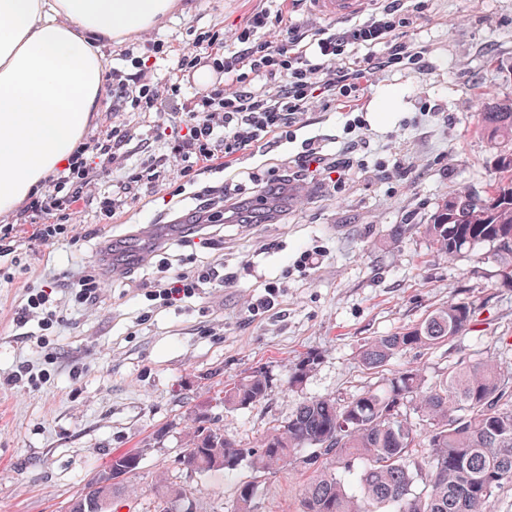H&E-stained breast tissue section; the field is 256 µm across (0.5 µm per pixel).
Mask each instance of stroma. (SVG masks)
<instances>
[{"label": "stroma", "instance_id": "stroma-1", "mask_svg": "<svg viewBox=\"0 0 512 512\" xmlns=\"http://www.w3.org/2000/svg\"><path fill=\"white\" fill-rule=\"evenodd\" d=\"M259 4L188 0L187 15L129 41L144 58L152 41L177 51L194 30L214 28L229 46ZM408 38L424 49V68L380 72L368 83L358 132L368 168L337 192L295 183L267 219L202 230L205 248L146 232L185 216L199 195L223 189L237 172L280 168L311 140L328 148L349 141L346 115L317 102L291 139L253 149L227 170L184 177L166 169L156 192L106 219L100 191L146 155L163 152L158 142L147 153L129 144L96 174L68 223L72 238L31 250V226L16 225L20 261L0 258V512H67L112 454L130 449L142 461L126 482L120 512H152L155 488L166 481L194 489L196 512H224L251 470L244 464L199 475L176 467L191 416L207 413L226 436L256 447L300 402L345 399L379 383L358 360L363 342L411 327L450 302L473 305L469 329L439 348L399 355L388 373L420 367L433 377L473 356L512 368V287L498 280L485 249L450 260L437 256L424 234L449 194L482 192L496 176L497 150L481 130L478 104L512 98V0H427ZM381 102L386 119L378 122ZM408 163L415 167L408 179L380 180L379 168ZM401 224L409 230L395 236ZM132 236L154 246L149 264L101 282L93 305L79 304L70 287L54 289L59 323L52 329L17 324L15 310L29 289L46 285L47 274L76 280L98 268L105 247L123 250ZM307 250L319 253L318 265L300 267ZM207 263L223 264L234 282L170 309L151 301L147 285L161 277L162 265L189 271ZM268 283L278 288L274 305L251 309ZM309 352L319 356L316 367L289 389L291 368ZM259 365L271 379L263 401L234 411L216 403L225 379ZM19 371L32 381L5 384ZM309 476L288 468L260 478L256 512H299Z\"/></svg>", "mask_w": 512, "mask_h": 512}]
</instances>
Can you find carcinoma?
<instances>
[{
    "instance_id": "carcinoma-1",
    "label": "carcinoma",
    "mask_w": 512,
    "mask_h": 512,
    "mask_svg": "<svg viewBox=\"0 0 512 512\" xmlns=\"http://www.w3.org/2000/svg\"><path fill=\"white\" fill-rule=\"evenodd\" d=\"M484 135L497 149L494 179L484 194L460 191L425 225L434 251L454 260L476 247H492L501 283L512 285V99L479 103ZM472 307L450 302L411 328L374 336L360 348L367 370L386 366L408 350H430L463 335ZM306 354L291 369L288 387L303 383L317 365ZM268 371L257 366L224 382L219 403L240 409L265 399ZM311 449L310 459L298 456ZM138 450L112 454L107 468L72 503L85 512L89 499L114 502L124 486L111 481ZM323 460L328 469L303 485L300 512H491L497 494L512 486V370L485 358H462L434 378L409 368L352 397L302 402L254 448H243L216 427L204 432L192 419L176 464L194 474L233 471L248 461L256 474ZM355 485L349 489L335 470ZM255 480L236 490L231 512H252ZM155 512H193L191 492L162 484Z\"/></svg>"
}]
</instances>
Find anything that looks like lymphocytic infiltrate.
<instances>
[{
  "instance_id": "1",
  "label": "lymphocytic infiltrate",
  "mask_w": 512,
  "mask_h": 512,
  "mask_svg": "<svg viewBox=\"0 0 512 512\" xmlns=\"http://www.w3.org/2000/svg\"><path fill=\"white\" fill-rule=\"evenodd\" d=\"M423 10L419 0L414 5L409 0H379L364 20L312 30L261 6L240 26L232 47H225L219 32L198 33L191 46L179 53L167 82H159L153 67L143 63L131 75L112 69L114 109L132 105L167 114V122L151 132L152 138L163 141L166 157L147 159L114 184L99 201L101 212L110 215L142 188L155 185L165 163H175L185 177L213 161L216 153H223L229 167L247 151L288 137L315 99L346 112L357 111L364 85L375 73L422 69L423 53L405 40L403 30L422 18ZM274 25L283 32L277 46L262 39ZM205 67L214 81L204 89L187 91L184 78ZM132 139L130 129L115 124L94 139L92 147L75 150L57 173L53 193L31 196L19 211L20 222L33 225V239L47 244L64 234L68 211L83 201L92 184L93 166L107 168ZM356 150V143L350 142L339 153L327 154L310 143L280 170L264 178L253 173L249 179L277 196L294 182L317 177L336 190L345 175L361 167ZM233 281V274L206 265L161 277L155 297L162 306L171 307L201 288Z\"/></svg>"
}]
</instances>
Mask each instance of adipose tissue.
Returning <instances> with one entry per match:
<instances>
[{"mask_svg":"<svg viewBox=\"0 0 512 512\" xmlns=\"http://www.w3.org/2000/svg\"><path fill=\"white\" fill-rule=\"evenodd\" d=\"M178 0H0V219L85 143L107 99L113 46Z\"/></svg>","mask_w":512,"mask_h":512,"instance_id":"adipose-tissue-1","label":"adipose tissue"}]
</instances>
